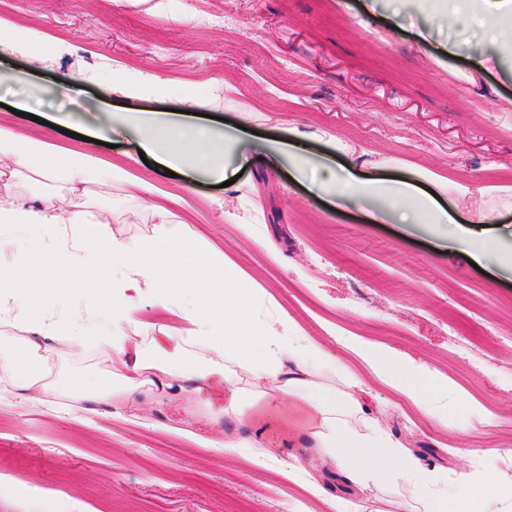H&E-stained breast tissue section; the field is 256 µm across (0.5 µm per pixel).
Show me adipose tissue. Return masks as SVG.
I'll return each mask as SVG.
<instances>
[{
    "mask_svg": "<svg viewBox=\"0 0 512 512\" xmlns=\"http://www.w3.org/2000/svg\"><path fill=\"white\" fill-rule=\"evenodd\" d=\"M512 14V0H448L445 14L464 31L481 35L477 4ZM191 109L177 112H104L100 125L130 130L140 148L164 167L181 172L188 182L224 180L231 161L211 150L212 128L199 124L192 108L199 98L187 95ZM270 168L287 167L294 179H309L318 193L343 204L373 199L371 220L396 216L405 224H445L449 248L478 249L484 231L458 221L418 182L385 170L358 177L353 170L337 171L331 164H312L282 139L263 158ZM0 168L12 171L39 168L46 175L83 186L121 180L122 167L102 164L82 151L54 152L33 136L0 127ZM49 224L50 240H33L28 260L0 278V294L13 299L15 324L39 330L27 310L46 291L45 270L59 284L81 289L111 315L108 330L89 336L79 331L58 336L72 349L93 343L111 353L112 367L99 377L61 373L46 380L42 367L48 349L31 340L13 343L5 357L9 382L19 397L39 402L57 396L90 407L135 402L149 391L172 398L189 397L215 408L217 415L242 426L274 427L309 436L324 460L345 470L359 485H401L409 492V512H494L500 498L493 484L479 476H462L456 486L417 463L407 448L392 439L378 421L367 416L358 396L362 380L347 374L343 362L326 347L310 341L295 344L294 321L281 313L272 326L257 315L265 289L249 279L218 250H204L183 224L161 226L154 234L125 238L111 233L104 214L89 215L81 195L68 209L50 202L32 206L22 200L0 202V226ZM108 250L110 258L95 271L85 269L89 255ZM193 290L195 300L184 305L180 296ZM165 310L179 309L191 327L182 336L159 329L141 341L136 318L144 293ZM370 373L407 394L422 412H429V395L437 391L434 376L417 372L389 356L371 353Z\"/></svg>",
    "mask_w": 512,
    "mask_h": 512,
    "instance_id": "obj_1",
    "label": "adipose tissue"
}]
</instances>
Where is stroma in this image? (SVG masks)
I'll use <instances>...</instances> for the list:
<instances>
[{
	"label": "stroma",
	"mask_w": 512,
	"mask_h": 512,
	"mask_svg": "<svg viewBox=\"0 0 512 512\" xmlns=\"http://www.w3.org/2000/svg\"><path fill=\"white\" fill-rule=\"evenodd\" d=\"M444 0H0V28L28 39L0 41V123L78 146L48 119L92 120L96 110L184 109L192 86L201 113L246 129L251 160L230 186L182 178L139 160L137 140L113 128L90 153L127 169L129 180L91 186V212L111 229L149 235L186 222L221 246L302 338L350 368L376 346L448 384L415 411L374 383L369 415L421 462L456 482L487 464L485 448H512V254L475 260L424 224L367 223L363 207L334 206L287 172L261 161L274 139L298 129L297 149L370 176L379 168L436 177L435 197L490 239L512 237V55L449 30ZM224 15L221 29L201 19ZM78 90L79 104L60 88ZM26 102L27 117L12 113ZM67 181L22 170L0 175V197L66 203ZM54 335L105 316L74 290L39 305ZM462 337L449 344V327ZM465 433H458V425ZM190 399L156 392L133 406L100 407L74 420L68 409L22 401L0 384V448L28 464L0 468V512H325L301 475L246 467L219 443L235 430Z\"/></svg>",
	"instance_id": "stroma-1"
}]
</instances>
